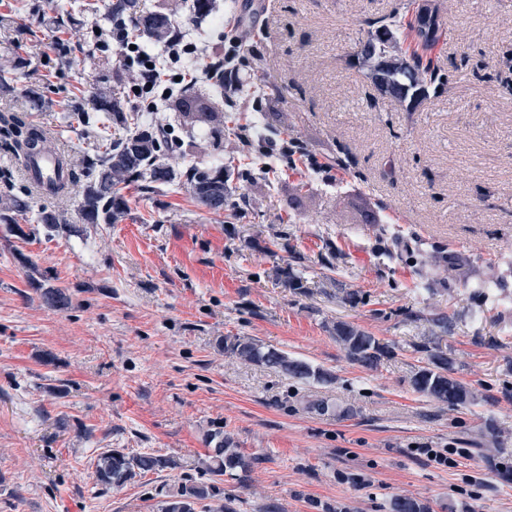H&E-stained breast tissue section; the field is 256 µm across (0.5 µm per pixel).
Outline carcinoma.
Here are the masks:
<instances>
[{
	"label": "carcinoma",
	"instance_id": "obj_1",
	"mask_svg": "<svg viewBox=\"0 0 512 512\" xmlns=\"http://www.w3.org/2000/svg\"><path fill=\"white\" fill-rule=\"evenodd\" d=\"M128 15L133 35L145 46L154 47L167 41L171 35V19L162 11L137 9L136 0H113L109 4L105 20ZM402 23L393 16L367 36L355 43V58L366 67V76L386 95L414 104L425 97L428 88L442 83V75L429 63L413 54L398 66L381 67L383 55L397 52L399 31ZM417 38L424 45L437 42L443 34V22L435 10L423 16L414 14L410 23ZM95 114H89L85 102L76 98L67 105L66 123L74 121L90 124L101 131L99 140L86 154L83 166L76 168L65 163L67 177L51 187L55 195H64L83 185L82 198L77 208V221L68 213L47 205H35L28 199L0 193V224L13 232L22 228L16 216L23 215L30 224H39L49 233H71L75 223L114 224L125 214L128 204L123 194L126 186L134 181L146 182L152 190L156 184H168L177 176L185 178L195 200L210 211L224 209V163L212 162L205 166L192 164L184 171H175L165 163L178 148L171 144L170 136L156 126L153 117L141 114L127 117L120 112L117 103L105 93L93 103ZM119 124L125 134L112 140V124ZM0 138L5 148L22 162L34 153L54 147L53 138L34 125L21 112L0 113ZM464 287L480 300H488L496 285L488 281L471 283L463 279ZM41 303L54 310L67 311L73 307L72 294L66 288L47 287L37 289ZM454 316L439 312L429 318L434 336L420 349L427 354V363L412 371L409 386L412 391L430 402L447 405L453 409H468L477 405V394L454 377L455 361L442 349L441 338L451 331ZM333 338L346 358L366 370H376L386 359L394 355L393 347L371 333L345 321H338L331 328ZM218 345L224 354L242 362L277 369L293 380L329 385L335 376L327 369L315 368L308 362L292 358L285 353L265 347L252 338L226 336ZM214 448L200 463L208 480L198 482L186 479L169 489L158 505V512H197L204 502L219 495V484L228 476L245 483L251 463L233 447V443L215 434L211 436ZM178 462L171 457L141 452L129 454L111 449L100 455L95 465V479L104 487H122L137 477L149 473L175 469Z\"/></svg>",
	"mask_w": 512,
	"mask_h": 512
}]
</instances>
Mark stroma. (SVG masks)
Listing matches in <instances>:
<instances>
[{
	"label": "stroma",
	"instance_id": "stroma-1",
	"mask_svg": "<svg viewBox=\"0 0 512 512\" xmlns=\"http://www.w3.org/2000/svg\"><path fill=\"white\" fill-rule=\"evenodd\" d=\"M96 2L97 13L67 17L51 0H0V64L17 72L0 111L29 104L74 162L97 134L65 124L71 98L108 87L126 114L138 109L131 72L98 45L110 0ZM255 2L258 20L242 32L257 92L228 98L206 82L186 92L235 125L177 163L223 160V211L173 183L130 187L124 217L71 235L0 224V512H157L168 487L201 479L215 432L254 461L247 483L224 481L235 512H391L397 495L426 512H512V0H430L444 36L423 52L406 38L401 46L445 82L414 107L379 91L350 51L370 23L412 16L415 0ZM139 4L166 6L201 47L240 20L239 0H214L202 18L183 0ZM257 116L274 147L271 175L261 143L236 131ZM291 141L332 164L334 181L290 164L280 149ZM393 232L414 258L390 256ZM448 253L471 276L500 281L496 319L472 321L465 288L445 290ZM425 277L442 290L423 291ZM46 286L68 288L73 308L42 305ZM346 290L356 301L343 300ZM435 312L457 318L441 345L456 378L485 396L474 410L426 401L408 384ZM339 320L394 356L374 371L351 364L331 336ZM224 336L336 381L302 384L226 357L216 346ZM318 400L328 413L312 410ZM419 443L472 454L448 470L412 457ZM113 448L179 467L105 490L95 462ZM474 472L486 480L476 500L462 480Z\"/></svg>",
	"mask_w": 512,
	"mask_h": 512
}]
</instances>
